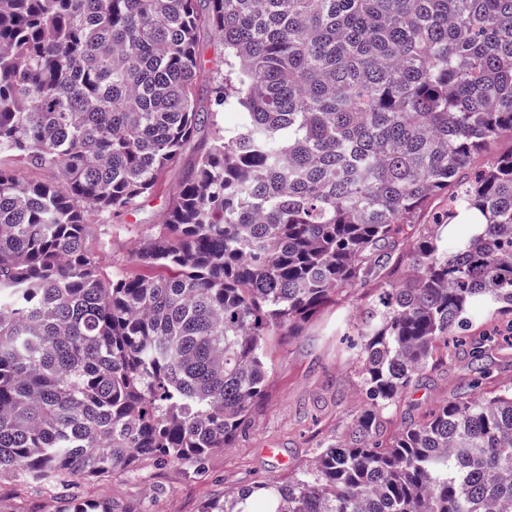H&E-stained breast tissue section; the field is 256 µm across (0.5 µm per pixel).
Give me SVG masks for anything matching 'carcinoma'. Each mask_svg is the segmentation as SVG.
<instances>
[{
	"label": "carcinoma",
	"instance_id": "1",
	"mask_svg": "<svg viewBox=\"0 0 512 512\" xmlns=\"http://www.w3.org/2000/svg\"><path fill=\"white\" fill-rule=\"evenodd\" d=\"M0 0V478L59 512H124L79 481L176 462L200 474L246 434L271 336L380 277L359 323L352 436L286 481L201 512H512V388L440 405L390 442L381 421L463 344L512 322V0ZM224 42L200 112L196 32ZM235 111V128L218 126ZM213 133L160 231L105 278L84 216L150 192ZM20 167L53 173L30 183ZM454 187L438 230L409 235Z\"/></svg>",
	"mask_w": 512,
	"mask_h": 512
}]
</instances>
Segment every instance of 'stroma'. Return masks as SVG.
<instances>
[{
	"instance_id": "stroma-1",
	"label": "stroma",
	"mask_w": 512,
	"mask_h": 512,
	"mask_svg": "<svg viewBox=\"0 0 512 512\" xmlns=\"http://www.w3.org/2000/svg\"><path fill=\"white\" fill-rule=\"evenodd\" d=\"M197 53L204 75L197 82L195 102L197 109L205 111L211 107L212 95L207 75L223 69L224 44L204 30L198 37ZM196 155V141L187 142L179 162L138 199L132 212L114 218L110 228L100 225L96 213H86V247L98 256L103 274L116 268L142 273L133 257L144 238L158 232L166 206ZM374 293L370 285L343 292L336 304L306 324L302 335L270 339L269 376L261 401L250 413L246 435L232 447L212 453L202 474L191 477L182 465L147 460L135 475L84 485V493L112 500L126 512H199L206 499L255 481L283 479L290 467L310 463L320 444L348 438L364 399L359 370L348 348L358 340V317ZM476 378L484 394L512 386V350L490 354L480 375L461 350L448 363L429 368L385 420L384 438H394L404 426L428 419L442 402L467 391ZM272 448L279 449V457L269 456ZM20 502L36 505L39 512H58L61 506L53 493H38L1 480L0 512Z\"/></svg>"
}]
</instances>
